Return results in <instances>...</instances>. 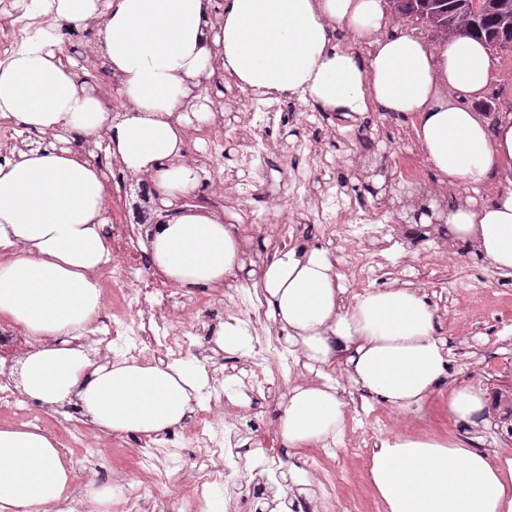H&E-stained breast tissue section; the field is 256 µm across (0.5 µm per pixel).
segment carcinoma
<instances>
[{"label": "carcinoma", "instance_id": "1", "mask_svg": "<svg viewBox=\"0 0 512 512\" xmlns=\"http://www.w3.org/2000/svg\"><path fill=\"white\" fill-rule=\"evenodd\" d=\"M470 0H394L393 10L401 18L415 13H426L440 22H451L452 28L465 34H475L491 44L512 45V12L491 11L475 17L469 7ZM493 408L500 409L499 423L512 434V392H496Z\"/></svg>", "mask_w": 512, "mask_h": 512}]
</instances>
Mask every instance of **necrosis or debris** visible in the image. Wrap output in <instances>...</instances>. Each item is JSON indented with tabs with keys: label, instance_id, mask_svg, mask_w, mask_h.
Instances as JSON below:
<instances>
[{
	"label": "necrosis or debris",
	"instance_id": "1",
	"mask_svg": "<svg viewBox=\"0 0 512 512\" xmlns=\"http://www.w3.org/2000/svg\"><path fill=\"white\" fill-rule=\"evenodd\" d=\"M285 110L282 104L264 107L262 121L240 139V154L246 165L273 166L276 153L266 132ZM359 207L355 198L339 201L335 219L320 218L321 235L330 238L343 230L359 241L388 234L389 226L379 214L372 216L365 229L348 224V217ZM112 252L117 259L104 269L102 276L112 284L113 310L111 316L98 317L94 325L95 339L104 347L112 342L120 344L125 357L135 359L156 355L182 359L198 353L199 337L211 333L205 316L208 297L184 299L177 288L151 272L145 253L139 248L134 225H113ZM253 346L259 364L253 367L248 385L250 394L254 395L282 384L293 361L284 356L282 345L274 337L255 333ZM235 408V403L225 400L223 391H215L208 407L198 409L181 434L166 435L161 445L148 439L142 441L138 456L140 468L153 471L158 465L155 452L161 449L180 463L189 460L209 464L211 481H229L233 472L243 471L249 465L239 449L231 445Z\"/></svg>",
	"mask_w": 512,
	"mask_h": 512
}]
</instances>
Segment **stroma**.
Here are the masks:
<instances>
[{
  "mask_svg": "<svg viewBox=\"0 0 512 512\" xmlns=\"http://www.w3.org/2000/svg\"><path fill=\"white\" fill-rule=\"evenodd\" d=\"M100 22L96 19L78 25H63L60 30V49L64 59L84 63L92 81L101 93L118 96L119 91L109 71L102 68ZM495 79L480 111L501 114L512 109V53L496 55ZM203 90L209 98L212 112L234 119L235 125L227 132L208 126L190 137L188 159L208 154L215 135L224 137V153L219 165L209 168L200 182L189 206H202L208 196L223 195L224 223L237 227L240 249L245 260L259 261L281 252L277 225L293 224L302 230H311L317 214L329 216L337 212V193H351L353 188L364 191V208L359 218L373 211L383 212L394 225L384 238H368L354 242L346 236L320 241L319 249L328 251L337 271L343 278L349 295L360 294L355 280V268L361 251H369L384 262V269L370 279L369 289L384 288L395 283L409 282L427 294L436 308L438 333L448 342L453 352L452 383L480 385L486 396L512 386V277L501 276L487 264L473 261L465 253L456 251L448 241L447 231L435 232L426 239L416 238L409 227L396 223L392 201L366 193V185L381 186L383 179L375 170L382 161L393 168L404 169L406 160L417 163L418 183L400 181L397 190L409 203H427L437 194V179L433 169L417 145L410 117L368 112L357 118H342L318 112L298 99H289L292 111L284 122L272 129L271 139L281 155L278 166L263 171L243 170L239 159L238 136L249 130L247 116L238 112L243 90L226 83L221 67H214L203 77ZM316 140L334 167V188H326L319 176H311L309 192H294L295 164L309 141ZM109 185L122 186V198L105 199L104 213L108 221H137L142 198L149 193V180L126 171L111 156L102 153L92 158ZM266 225L263 234H251L249 224ZM207 358L203 363L209 372L210 384L201 393L202 402H209L212 384L223 390L241 392L237 373L245 371L254 359L252 347L236 353L221 351L215 343H207ZM307 370L284 379L282 391L259 394L236 415L237 445L247 455L255 457L258 468L239 474L234 487L221 483L210 486V501L223 512H265L270 496V485L279 484L282 475L291 468L301 469L310 486V505L313 512H323V501L318 492L321 472L336 474V501L355 500L358 512H383L367 478L371 458L364 448L358 414L348 413L343 435L327 448H291L279 438V409L288 389L312 380ZM32 412L41 417L40 429L54 437H61L67 428L74 427L93 433L100 449L97 456H89L85 448L70 445L62 448L64 459L71 462L84 476L75 483L72 492L103 488L120 495L126 484L135 483L145 490V501L154 504L157 497L181 488L191 482L202 481L203 470L175 467L168 471L165 482L136 467L139 449L137 438L129 434L94 431L84 419L74 418L65 408L49 409L37 402L29 404ZM365 412L384 421L383 437L400 436L412 439L445 441L455 438L468 448L507 450L512 452V440L500 436L493 419L481 414L476 425L455 423L448 414V395L436 394L423 409L412 414L400 413L385 404L364 403Z\"/></svg>",
  "mask_w": 512,
  "mask_h": 512,
  "instance_id": "35a3bbf8",
  "label": "stroma"
}]
</instances>
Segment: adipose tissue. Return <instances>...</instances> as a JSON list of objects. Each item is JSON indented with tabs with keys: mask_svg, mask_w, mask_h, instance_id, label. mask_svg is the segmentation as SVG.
Returning a JSON list of instances; mask_svg holds the SVG:
<instances>
[{
	"mask_svg": "<svg viewBox=\"0 0 512 512\" xmlns=\"http://www.w3.org/2000/svg\"><path fill=\"white\" fill-rule=\"evenodd\" d=\"M55 23L0 63V118L49 139L0 162V318L30 336L23 393L44 406L77 402L110 433L153 437L181 424L207 381L189 362L98 363L73 345L96 321L99 272L111 258L104 175L70 148L107 131V151L151 180L162 208L193 193L197 169L182 162L191 131L210 118L196 89L213 58L237 87L286 94L324 113L369 111L412 118L424 156L462 195L448 210L449 239L512 276V114L475 108L494 78L484 40L434 42L393 16L384 0H29ZM102 20V60L130 109L103 108L74 61L60 55L57 23ZM347 46H340L339 38ZM502 182L489 197L480 192ZM151 253L173 285L252 283L312 384L288 392L280 433L289 447L328 446L343 433L346 403L328 369L344 365L370 399L415 412L440 388L448 412L472 422L485 404L472 384L448 385V343L424 294L392 285L357 296L330 255L288 250L249 264L233 225L199 210L156 225ZM384 512H512V455L457 441L386 438L371 455ZM73 467L36 428H0V512H73Z\"/></svg>",
	"mask_w": 512,
	"mask_h": 512,
	"instance_id": "adipose-tissue-1",
	"label": "adipose tissue"
}]
</instances>
